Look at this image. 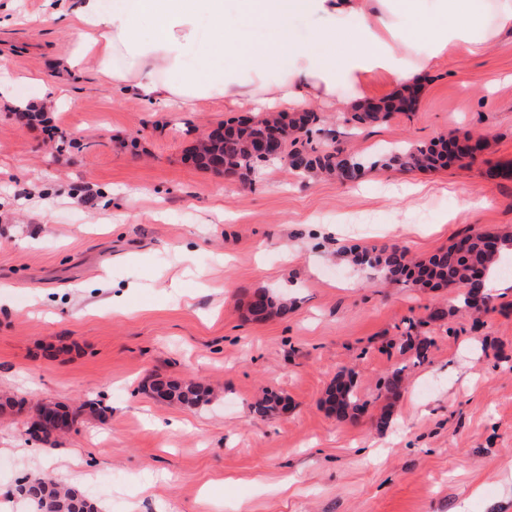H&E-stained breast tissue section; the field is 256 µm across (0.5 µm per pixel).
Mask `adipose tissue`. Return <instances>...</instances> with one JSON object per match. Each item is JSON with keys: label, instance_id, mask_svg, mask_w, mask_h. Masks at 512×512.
I'll list each match as a JSON object with an SVG mask.
<instances>
[{"label": "adipose tissue", "instance_id": "adipose-tissue-1", "mask_svg": "<svg viewBox=\"0 0 512 512\" xmlns=\"http://www.w3.org/2000/svg\"><path fill=\"white\" fill-rule=\"evenodd\" d=\"M75 46L64 73L93 64L114 87L157 106L243 101L265 112H299L337 99L340 86L384 73L406 88L465 46L478 51L512 29V0H74ZM320 20L295 45L292 20ZM360 28L337 49L344 21Z\"/></svg>", "mask_w": 512, "mask_h": 512}]
</instances>
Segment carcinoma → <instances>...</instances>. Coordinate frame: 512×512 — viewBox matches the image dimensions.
<instances>
[{"mask_svg": "<svg viewBox=\"0 0 512 512\" xmlns=\"http://www.w3.org/2000/svg\"><path fill=\"white\" fill-rule=\"evenodd\" d=\"M403 95L371 105L360 112H352L346 122L367 128L387 121L393 114L404 111ZM320 121L314 112L271 113L263 119L232 120L222 124L224 136L206 138L193 148L195 165L207 169V158L215 153L224 155V162L247 174L261 162L249 152V146L262 138L269 130L282 133L284 141L292 146L290 170L299 177L319 175L334 176L344 183H356L367 172L376 168L407 170H434L451 162L471 163L476 155L470 152L452 153L448 150L451 140L439 139L425 145L408 148L394 147L383 153L355 156L341 148L331 146L318 149L301 130ZM512 244V237L467 230L463 242H453L423 262H414L408 252L399 247H382L350 250L352 261L376 271L392 281L412 284L420 288H456L458 294L453 310H486L491 297L482 295L481 301L473 297L470 283L475 273L488 275L496 269L503 248ZM292 303L270 292L256 295L248 304V313L256 320L272 316H286ZM434 342L421 335L418 325L411 322L401 336V348L411 352L413 364L421 365L429 358ZM153 387L163 390L164 399L187 407H200L209 403L210 389L197 381H158ZM326 404L340 419L356 420L365 411L367 403L360 400L354 384L353 373L341 371L327 390ZM36 487L49 490L56 500V512H97L96 504L81 493L60 481L41 477L23 478L16 486L17 495L24 489Z\"/></svg>", "mask_w": 512, "mask_h": 512, "instance_id": "cac0c4a2", "label": "carcinoma"}]
</instances>
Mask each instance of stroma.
<instances>
[{"label":"stroma","instance_id":"1","mask_svg":"<svg viewBox=\"0 0 512 512\" xmlns=\"http://www.w3.org/2000/svg\"><path fill=\"white\" fill-rule=\"evenodd\" d=\"M55 7L0 0V81L56 89L42 122L0 107V396L20 405L0 415V503L24 512L26 471L106 512H512V283L480 318L433 321L451 294L374 278L344 253L397 245L425 259L471 227L512 234V177L494 172L512 165V32L424 72L417 110L388 122L357 129L315 107L317 146L485 137L473 163L356 185L280 163L244 180L198 169L190 148L249 103L170 112L91 65L61 76L75 24ZM264 289L292 299L288 317H249ZM411 320L434 341L421 365L399 350ZM397 367L382 431L378 395ZM345 368L369 404L353 422L322 404ZM189 377L210 386L206 407L149 391ZM266 390L285 406L260 416ZM42 400L85 408L52 445L26 432Z\"/></svg>","mask_w":512,"mask_h":512}]
</instances>
